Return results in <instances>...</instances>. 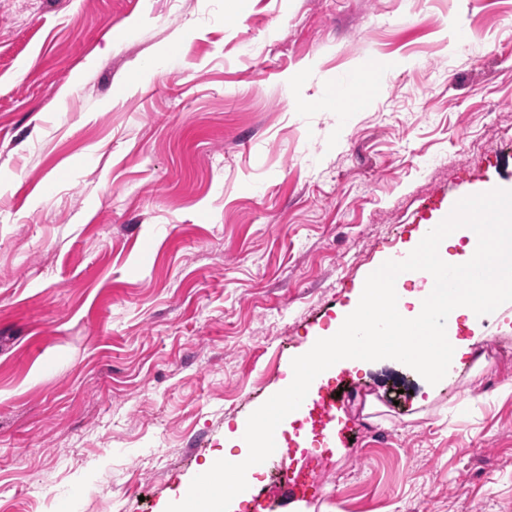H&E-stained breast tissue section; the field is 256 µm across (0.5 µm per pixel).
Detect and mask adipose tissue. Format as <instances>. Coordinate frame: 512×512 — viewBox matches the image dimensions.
Here are the masks:
<instances>
[{
	"label": "adipose tissue",
	"mask_w": 512,
	"mask_h": 512,
	"mask_svg": "<svg viewBox=\"0 0 512 512\" xmlns=\"http://www.w3.org/2000/svg\"><path fill=\"white\" fill-rule=\"evenodd\" d=\"M486 190L493 225L485 235L470 234L473 210L456 204L448 210V219L455 225L452 234H439L426 245L417 239L404 248L405 254L419 260L414 279L429 282L435 277V269L454 267L464 272L477 264L482 268L480 282L459 290L451 300L428 286L399 294L389 302L378 286L389 277L390 270L386 262H379L349 305L340 311L332 333L323 336L326 354L319 363L309 365L310 381H317L342 362L367 367L385 360L400 361L424 379L423 395L415 404L426 407L437 398L440 383L448 375L463 372L474 380L483 374L488 360L472 357L481 323L490 305L512 303V268L496 262L502 235L512 231V191L497 183L488 184ZM464 235L470 238L464 254L449 256V237ZM435 310L451 321L467 315L472 337L461 338L453 332L437 335L429 323ZM468 358L473 361L469 367L464 364ZM239 445L238 458L225 463L223 470L207 469L204 482L181 488L175 502L177 512H234L235 500L246 495L256 471L250 460L263 443L259 437L248 435Z\"/></svg>",
	"instance_id": "obj_1"
}]
</instances>
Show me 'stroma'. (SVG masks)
Listing matches in <instances>:
<instances>
[{
  "label": "stroma",
  "mask_w": 512,
  "mask_h": 512,
  "mask_svg": "<svg viewBox=\"0 0 512 512\" xmlns=\"http://www.w3.org/2000/svg\"><path fill=\"white\" fill-rule=\"evenodd\" d=\"M239 2L0 0V512H160L383 255L512 183V0ZM486 334L422 418L401 365L318 385L358 439L313 512H512Z\"/></svg>",
  "instance_id": "obj_1"
}]
</instances>
